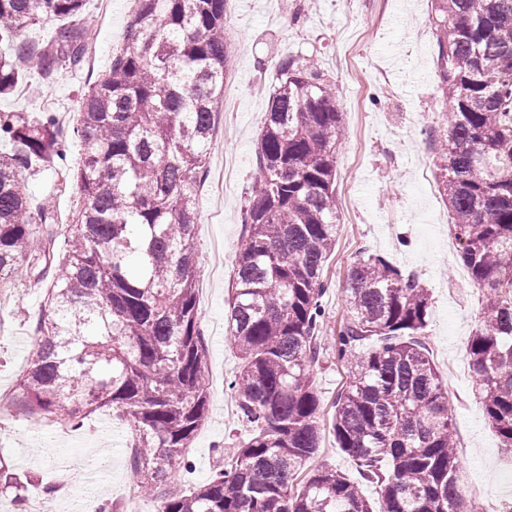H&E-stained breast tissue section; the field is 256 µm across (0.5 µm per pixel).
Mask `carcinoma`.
Listing matches in <instances>:
<instances>
[{
    "instance_id": "1",
    "label": "carcinoma",
    "mask_w": 512,
    "mask_h": 512,
    "mask_svg": "<svg viewBox=\"0 0 512 512\" xmlns=\"http://www.w3.org/2000/svg\"><path fill=\"white\" fill-rule=\"evenodd\" d=\"M133 2L124 43L72 126L84 146L82 204L66 236L55 201L34 202L19 173L65 170L69 135L52 112L0 113L9 147L0 152V285L23 267L47 287L34 348L0 412L71 427L98 411L120 417L136 436L133 469L155 512H475L459 490L448 385L421 340L429 291L368 251L346 273L331 350L349 382L330 430L378 500L336 468L308 469L323 434L314 367L343 125L333 84L293 55L280 58L268 89L227 317L241 359L230 387L251 432L206 481L165 489L208 419L195 191L224 101L226 0ZM432 2L451 118L430 141L458 256L483 293L467 345L474 397L511 449L512 0ZM86 5L0 0V97L31 71L48 83L82 66ZM49 23V40L26 37Z\"/></svg>"
}]
</instances>
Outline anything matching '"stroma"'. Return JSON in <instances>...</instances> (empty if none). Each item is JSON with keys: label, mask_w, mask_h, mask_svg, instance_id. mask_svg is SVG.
Segmentation results:
<instances>
[{"label": "stroma", "mask_w": 512, "mask_h": 512, "mask_svg": "<svg viewBox=\"0 0 512 512\" xmlns=\"http://www.w3.org/2000/svg\"><path fill=\"white\" fill-rule=\"evenodd\" d=\"M130 7V0H88L87 18L98 49L91 70L61 73L48 86L30 77L0 99V112L36 118L50 111L62 126H71L83 92L124 42ZM431 16V0H228L224 24L231 62L224 87L235 98L225 101L223 109L230 112L237 133L215 143L207 172L219 175L229 159L233 177L222 198L196 196L199 267H206L214 244H224L225 250L222 272L198 281L211 401L208 420L188 456L195 482L209 478L223 462L225 449L247 433L229 387L240 361L227 338L226 318L252 193L256 140L268 109L267 88L278 59L292 54L310 60L335 84L343 117L336 152L340 226L325 267L331 287L323 298L324 333L334 336L340 330L346 270L361 252L381 254L419 278L431 295L425 344L455 404L463 495L479 512H499L505 494L502 475L512 465L473 399L466 354L482 292L453 252L454 229L438 188L425 180L436 172L426 133L446 130L450 120L436 74ZM11 282L13 302L0 309V395L14 390L34 342L32 326L45 305L43 288L33 286L24 272L13 274ZM314 371L323 412L331 414L349 381L347 369L327 354ZM124 439V428L113 426L104 414L92 415L64 436L24 415L0 414V454L14 473L30 478V493L52 488L55 510L66 496L58 488L59 454L78 462L82 476L88 458L106 449L110 466L87 484L88 494L115 501L124 512H153L150 502L132 504L123 493L129 475Z\"/></svg>", "instance_id": "obj_1"}]
</instances>
